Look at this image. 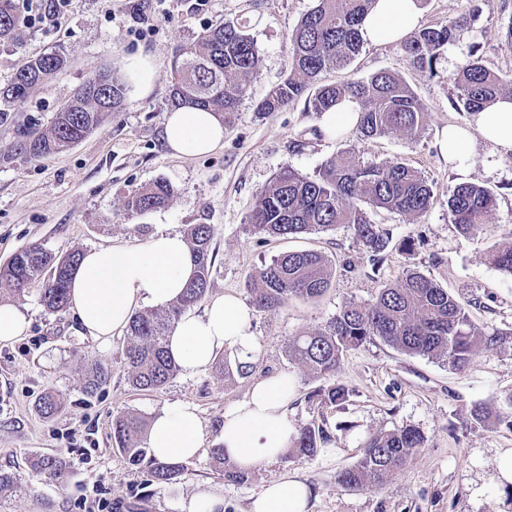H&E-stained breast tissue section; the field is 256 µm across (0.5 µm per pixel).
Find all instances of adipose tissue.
Masks as SVG:
<instances>
[{"instance_id": "adipose-tissue-1", "label": "adipose tissue", "mask_w": 512, "mask_h": 512, "mask_svg": "<svg viewBox=\"0 0 512 512\" xmlns=\"http://www.w3.org/2000/svg\"><path fill=\"white\" fill-rule=\"evenodd\" d=\"M417 0H378L363 24V37L374 44L395 43L416 26ZM164 136L178 156L209 154L224 142V126L214 113L178 109L167 115ZM482 139L512 151V99L503 97L473 113L468 127L448 126L441 150L466 166L469 147ZM194 272L193 257L182 234L157 231L142 245L114 243L86 250L72 276L70 302L83 335L110 344L125 329L137 307H163L183 292ZM252 308L238 297L218 293L201 308L188 309L168 337V349L188 376L205 371L217 352L226 350L244 363L259 354L251 326ZM296 380L287 374L256 379L246 394L224 409L220 439L224 455L243 470L279 461L295 434L290 405ZM159 461H187L204 445L196 408L186 402L166 405L145 439ZM308 488L295 477L267 483L251 500L249 512H307Z\"/></svg>"}]
</instances>
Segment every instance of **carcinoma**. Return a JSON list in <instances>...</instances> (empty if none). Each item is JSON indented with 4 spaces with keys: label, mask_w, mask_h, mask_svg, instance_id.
Masks as SVG:
<instances>
[{
    "label": "carcinoma",
    "mask_w": 512,
    "mask_h": 512,
    "mask_svg": "<svg viewBox=\"0 0 512 512\" xmlns=\"http://www.w3.org/2000/svg\"><path fill=\"white\" fill-rule=\"evenodd\" d=\"M375 4L376 0H316L288 37L287 75L257 103L255 111L267 115L303 98L306 111L318 116L351 97L361 105L356 131L362 138L394 133L412 137L423 131L425 106L395 72L378 70L363 80L317 83L322 73L347 67L359 54L364 45L362 23ZM26 23L16 0H0V46L18 44ZM469 23L470 16L462 14L411 31L402 41L409 64L433 70L444 48ZM258 64L257 43L246 26L217 22L173 61L169 104L173 109H205L229 123L248 99L250 79ZM65 65V57L56 52L22 65L10 84L0 88V114L10 111L15 102ZM456 85L455 108L477 112L512 87V74L490 69L481 56L472 53L459 68ZM126 100L127 87L121 75L112 71L96 74L80 85L49 128L20 131L18 149L32 158L64 152L96 130L108 115L122 111ZM173 195L170 184L156 180L126 195L124 209L133 214L149 212L168 205ZM433 199L431 185L417 168L398 161L365 163L349 148L326 159L313 177L283 168L260 192L249 223L281 238L351 224L377 267L390 240L368 211H395L418 219L429 211ZM494 205L490 189L459 183L448 190V222L461 235L475 237L483 232ZM187 235L195 271L184 293L160 310L134 315L128 326L131 343L125 357L131 369L129 381L139 391L158 390L177 376L179 367L168 354L167 338L181 315L204 300L211 287L212 229L208 224H193ZM79 261L77 252L57 257L33 244L0 264V287L19 294L35 288L47 310L60 312L69 304L72 275ZM488 261L512 277V242L492 249ZM332 276L331 261L322 253L288 251L263 266L248 291L257 309L270 311L291 297L321 296L330 287ZM376 338L407 355L442 361L454 369L467 367L482 349L512 347V337L481 332L448 289L410 271L380 289L372 301H348L323 329L288 341V358L318 377H332L347 351ZM108 381V368L93 362L85 370L84 391L92 395ZM348 396L346 386L334 382L314 391L311 399L336 406ZM39 408L42 414L52 416L65 408V400L48 392ZM145 429V420L132 413L121 414L112 422V443L132 465L147 457ZM327 440L324 428L300 426L287 457H309ZM422 447L424 437L411 426L374 434L363 443L356 461L336 474V482L348 489L386 485ZM212 458L225 478L248 480L247 472L226 467L223 448H213ZM29 468L35 476L62 478L66 463L54 455H38L29 460ZM185 474L180 463L154 460L149 477L158 484L176 485Z\"/></svg>",
    "instance_id": "1"
}]
</instances>
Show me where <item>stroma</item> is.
I'll use <instances>...</instances> for the list:
<instances>
[{"label":"stroma","instance_id":"stroma-1","mask_svg":"<svg viewBox=\"0 0 512 512\" xmlns=\"http://www.w3.org/2000/svg\"><path fill=\"white\" fill-rule=\"evenodd\" d=\"M316 0H209L194 10L189 0H71L24 28L20 44L0 47V86L26 60L56 51L67 63L54 77L13 104L0 120V263L30 244L60 255L114 241L145 243L157 230L185 232L188 225L213 229L211 293L248 300L247 281L282 253L314 249L331 260L333 279L319 298H292L272 311H255L252 325L261 352L251 377H224L218 363L202 374L177 375L154 392L128 383L124 357L127 334L108 347L81 335L72 310L47 311L36 291L0 290V303L19 306L30 325L16 341L0 343V471L17 476L16 491L0 495V512H85L94 491L133 512H181L197 494L224 501V512H247L249 499L269 481L295 476L312 491L310 512H512V499L494 482L498 449L512 448V430L497 422L475 423L480 404L512 417V350L481 351L462 371L373 341L345 353L335 382L349 390L340 406L309 401L323 379L290 361L291 337L323 328L344 302L372 300L385 284L409 270L423 272L448 288L484 332H512V278L486 260V252L512 231V153L475 140L467 169L442 155L439 143L451 125L465 126L469 113L456 111L455 74L471 50L487 65L512 70V52L498 35L512 19V0H423L420 25L472 12L467 29L448 45L434 72L409 65L401 44L365 43L350 65L322 74L325 83L359 80L386 69L402 74L427 108V124L415 137L402 134L363 140L356 132L340 138L318 134L316 118L298 102L260 115L254 103L279 83L288 67V36ZM246 24L257 42L260 64L251 97L224 128V146L213 154L177 158L164 142L173 60L212 24ZM148 59L151 81L134 66ZM112 68L128 86L127 105L70 150L38 159L17 148L20 130L48 128L73 91L101 69ZM355 149L362 160H397L420 170L435 195L432 208L415 219L378 211L370 218L391 237L385 261L373 270L353 229L283 239L248 222L260 191L284 166L315 174L329 156ZM163 179L174 188L170 204L144 214L123 208V198L140 185ZM461 182L489 188L497 198L483 234L465 237L448 221V189ZM105 363L111 378L94 395L83 389V369ZM288 372L298 396L294 425L323 426L330 439L310 457L292 458L253 470L247 482L225 481L210 450L218 443L224 408L239 400L252 378ZM49 390L62 394L66 409L54 416L37 404ZM196 406L205 431V450L187 461L185 478L174 486L149 482L146 467L131 466L112 443V421L130 412L153 420L167 404ZM420 431L423 448L390 484L352 490L336 482L372 434L394 427ZM52 454L66 460L62 480L32 476L28 459Z\"/></svg>","mask_w":512,"mask_h":512}]
</instances>
